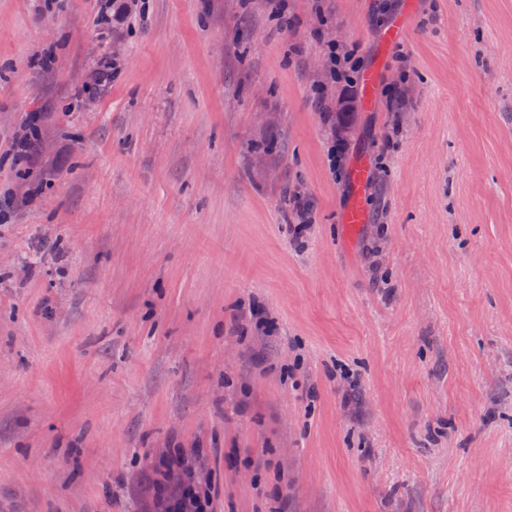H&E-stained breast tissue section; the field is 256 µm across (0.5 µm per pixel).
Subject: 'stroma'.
<instances>
[{"label": "stroma", "mask_w": 512, "mask_h": 512, "mask_svg": "<svg viewBox=\"0 0 512 512\" xmlns=\"http://www.w3.org/2000/svg\"><path fill=\"white\" fill-rule=\"evenodd\" d=\"M128 3L0 0V512H512V0ZM329 77L331 80L343 81L342 91H352L355 80L350 73L359 69V62L353 61V54L342 52L338 45H328ZM352 201L342 216L343 224H365L367 212L363 203V193L369 181V162L360 161L351 170ZM169 472H175L178 476L175 491L169 492L160 485L162 480L156 481L155 486L156 497L164 503L162 512H211V487L208 484L203 485L194 477L188 462L185 466H179V469L161 471V475Z\"/></svg>", "instance_id": "35a3bbf8"}]
</instances>
